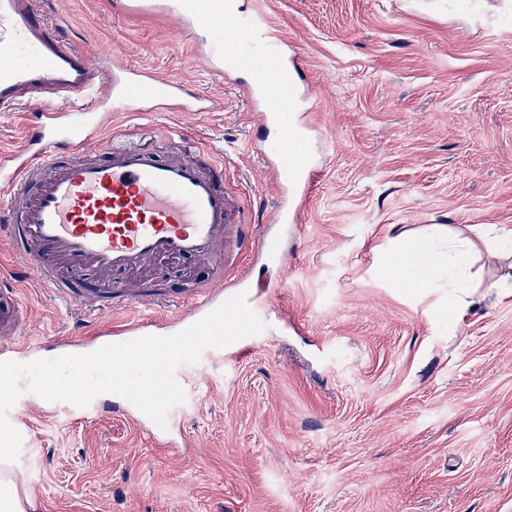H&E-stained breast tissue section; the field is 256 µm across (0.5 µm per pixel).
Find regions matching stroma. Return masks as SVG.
I'll return each instance as SVG.
<instances>
[{"instance_id": "stroma-1", "label": "stroma", "mask_w": 512, "mask_h": 512, "mask_svg": "<svg viewBox=\"0 0 512 512\" xmlns=\"http://www.w3.org/2000/svg\"><path fill=\"white\" fill-rule=\"evenodd\" d=\"M117 0H50L95 62L113 58L181 81L216 109L120 112L115 128L160 147L223 142L224 189L255 225L280 199L247 145L273 136L242 93V70L215 73L196 38ZM264 10L312 99L317 177L298 233L280 227L286 271L252 265L270 316L250 354L214 363L199 393L187 366L162 448L121 413L70 420L31 414L16 461L39 512H512V296L486 290L512 274L483 226L512 234V28L499 0H237ZM439 224L475 238L482 281L457 323L444 288L414 293L381 270L402 235ZM0 267L30 312L24 337L43 358L97 326L32 287L0 243ZM189 258L152 272L177 293L215 279Z\"/></svg>"}]
</instances>
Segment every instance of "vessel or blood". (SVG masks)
Returning <instances> with one entry per match:
<instances>
[{
  "instance_id": "1",
  "label": "vessel or blood",
  "mask_w": 512,
  "mask_h": 512,
  "mask_svg": "<svg viewBox=\"0 0 512 512\" xmlns=\"http://www.w3.org/2000/svg\"><path fill=\"white\" fill-rule=\"evenodd\" d=\"M120 10L161 14L207 33L206 59L237 61L253 74L250 96L264 105L259 118L275 140L259 145L275 189L305 199L315 171L301 131L309 115L298 66L267 16L228 0H119ZM92 50L65 39L41 0H0V112L38 106V125L24 142L0 151V240L16 246L34 285L64 307L83 301L55 272H136L160 258L212 260L231 249L264 265H283L276 246L244 223L224 192V148H207L208 164L179 153L160 156L105 136L112 112L123 107L158 112L178 107L184 86L144 68L93 66ZM246 293L253 311L260 296L250 275L226 279L168 298L152 290L105 294L93 314L131 311V319L98 333L88 350L152 334L153 313L172 307L169 324L187 328L227 300ZM29 318L9 279L0 280V360L29 359L20 336Z\"/></svg>"
}]
</instances>
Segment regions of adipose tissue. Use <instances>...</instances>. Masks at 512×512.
Segmentation results:
<instances>
[{
    "label": "adipose tissue",
    "instance_id": "adipose-tissue-1",
    "mask_svg": "<svg viewBox=\"0 0 512 512\" xmlns=\"http://www.w3.org/2000/svg\"><path fill=\"white\" fill-rule=\"evenodd\" d=\"M471 255L467 238L433 230L404 241L398 261L389 270L399 285L412 291L452 288L463 295L474 285ZM0 512H35L34 502L24 490L13 468V456L6 448H0Z\"/></svg>",
    "mask_w": 512,
    "mask_h": 512
}]
</instances>
